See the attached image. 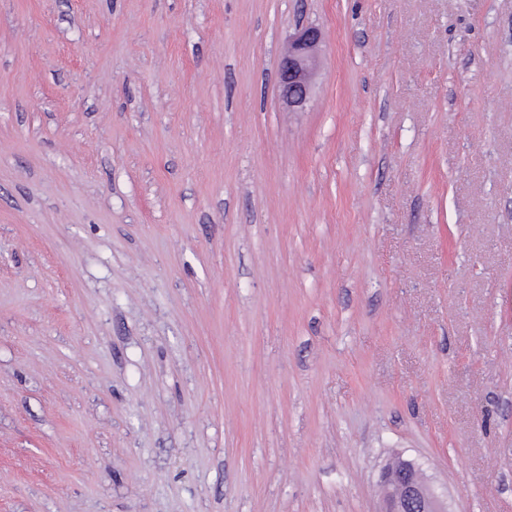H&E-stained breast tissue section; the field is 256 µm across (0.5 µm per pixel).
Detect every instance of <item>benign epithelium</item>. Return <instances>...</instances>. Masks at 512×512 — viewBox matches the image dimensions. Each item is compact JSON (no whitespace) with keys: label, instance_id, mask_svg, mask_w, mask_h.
<instances>
[{"label":"benign epithelium","instance_id":"1","mask_svg":"<svg viewBox=\"0 0 512 512\" xmlns=\"http://www.w3.org/2000/svg\"><path fill=\"white\" fill-rule=\"evenodd\" d=\"M323 42V32L315 25H302L288 38L277 65V87L281 103L290 111L303 110L311 98ZM380 488V512H448V505L410 460L396 458L384 470Z\"/></svg>","mask_w":512,"mask_h":512}]
</instances>
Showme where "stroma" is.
<instances>
[{"label":"stroma","instance_id":"stroma-1","mask_svg":"<svg viewBox=\"0 0 512 512\" xmlns=\"http://www.w3.org/2000/svg\"><path fill=\"white\" fill-rule=\"evenodd\" d=\"M397 456L512 512V0H0V512H378ZM323 42V32L315 25H302L289 36L277 65L279 99L288 111H301L310 100Z\"/></svg>","mask_w":512,"mask_h":512}]
</instances>
